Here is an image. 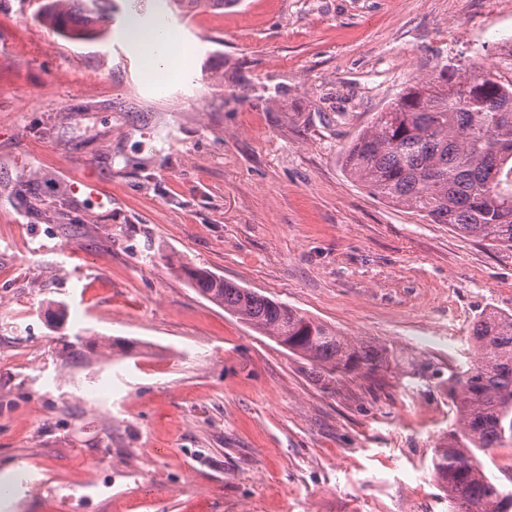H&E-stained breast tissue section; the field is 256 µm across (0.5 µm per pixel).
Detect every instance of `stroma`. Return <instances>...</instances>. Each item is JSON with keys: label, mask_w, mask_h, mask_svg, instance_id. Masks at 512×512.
Masks as SVG:
<instances>
[{"label": "stroma", "mask_w": 512, "mask_h": 512, "mask_svg": "<svg viewBox=\"0 0 512 512\" xmlns=\"http://www.w3.org/2000/svg\"><path fill=\"white\" fill-rule=\"evenodd\" d=\"M112 6L82 43L0 0V512H449L448 375L480 311L512 313V251L380 200L341 157L410 81L511 69L512 0L200 5L155 73L126 21L164 0ZM182 264L389 363L322 388ZM77 336L136 348L75 357Z\"/></svg>", "instance_id": "35a3bbf8"}]
</instances>
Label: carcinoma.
<instances>
[{
  "instance_id": "obj_1",
  "label": "carcinoma",
  "mask_w": 512,
  "mask_h": 512,
  "mask_svg": "<svg viewBox=\"0 0 512 512\" xmlns=\"http://www.w3.org/2000/svg\"><path fill=\"white\" fill-rule=\"evenodd\" d=\"M36 14L74 41L103 37L112 0H37ZM349 175L377 197L433 224L512 250V80L499 71L444 64L402 90L342 157ZM178 274L200 296L312 365L331 388L344 375L380 370L387 349L355 343L332 327L199 267ZM471 366L451 374L453 427L435 449L434 472L452 512H512V495L484 471L481 456L512 446V313L483 310L469 329ZM112 358L132 353L119 337L65 344Z\"/></svg>"
}]
</instances>
